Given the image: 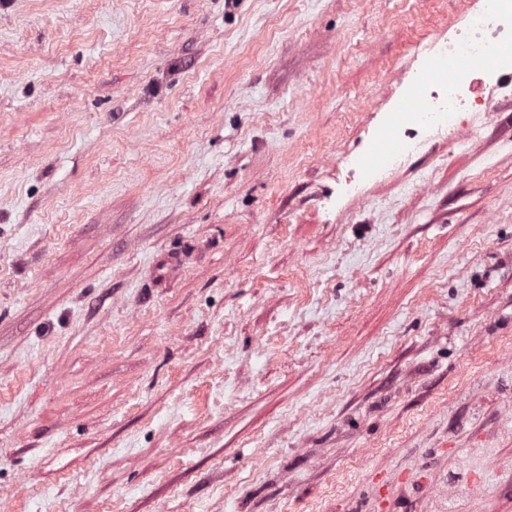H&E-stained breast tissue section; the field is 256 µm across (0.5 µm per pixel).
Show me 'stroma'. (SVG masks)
I'll use <instances>...</instances> for the list:
<instances>
[{
  "label": "stroma",
  "mask_w": 512,
  "mask_h": 512,
  "mask_svg": "<svg viewBox=\"0 0 512 512\" xmlns=\"http://www.w3.org/2000/svg\"><path fill=\"white\" fill-rule=\"evenodd\" d=\"M473 0H0V512H512V79L356 158Z\"/></svg>",
  "instance_id": "obj_1"
}]
</instances>
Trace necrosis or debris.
<instances>
[{"mask_svg":"<svg viewBox=\"0 0 512 512\" xmlns=\"http://www.w3.org/2000/svg\"><path fill=\"white\" fill-rule=\"evenodd\" d=\"M505 55L512 56V14L502 11L500 0H478L467 14L464 31L439 45L437 60L450 64L479 56L486 59L485 68L477 75L465 72L449 80H424L423 100L414 108L417 120L398 136L401 150H415L419 136L428 129L459 130V114L468 107L491 111L490 101L480 99L477 88L493 81L497 62Z\"/></svg>","mask_w":512,"mask_h":512,"instance_id":"4bbe7bcc","label":"necrosis or debris"}]
</instances>
